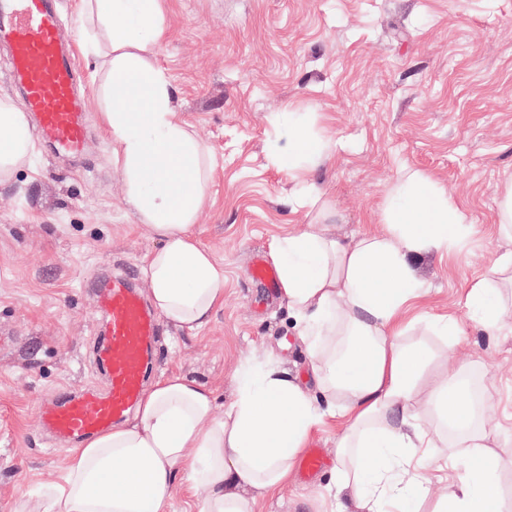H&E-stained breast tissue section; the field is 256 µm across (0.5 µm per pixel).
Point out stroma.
Wrapping results in <instances>:
<instances>
[{
	"label": "stroma",
	"instance_id": "stroma-1",
	"mask_svg": "<svg viewBox=\"0 0 512 512\" xmlns=\"http://www.w3.org/2000/svg\"><path fill=\"white\" fill-rule=\"evenodd\" d=\"M164 39L148 60L166 74L172 104L207 151V202L199 244L224 266V306L202 328L161 322L153 378L179 372L211 387L217 411L246 366L278 364L313 388L307 348L279 289L253 276L275 239L304 230L316 211L295 205L316 188L337 234L381 231L379 210L401 170L421 169L448 191L475 235L456 254L415 264L426 289L412 337L470 357L499 446L497 512H512V288H502L498 336L486 340L466 306L468 282L512 252L497 208L512 177V0H163ZM77 92L88 123L82 155L34 142L31 160L0 186V512L18 489L57 479L72 443L51 438L43 404L66 391L104 389L93 348L103 318L95 288L140 273L158 239L127 203L123 176L100 123L105 58L74 45ZM312 113L330 135L307 184L273 156L287 107ZM454 314L455 345L426 334L425 319ZM331 422L309 445L319 473L248 502L247 512H333Z\"/></svg>",
	"mask_w": 512,
	"mask_h": 512
}]
</instances>
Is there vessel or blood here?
<instances>
[{
  "mask_svg": "<svg viewBox=\"0 0 512 512\" xmlns=\"http://www.w3.org/2000/svg\"><path fill=\"white\" fill-rule=\"evenodd\" d=\"M63 41L61 16L50 0H0V42L11 48V78L23 89L19 106L32 114L44 142L77 156L88 128ZM98 308L105 336L96 359L106 372L107 388H87L46 404L42 423L53 436L79 440L125 418L151 369L160 321L129 276L112 277L101 286Z\"/></svg>",
  "mask_w": 512,
  "mask_h": 512,
  "instance_id": "obj_1",
  "label": "vessel or blood"
}]
</instances>
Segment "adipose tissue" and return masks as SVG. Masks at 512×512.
<instances>
[{"mask_svg": "<svg viewBox=\"0 0 512 512\" xmlns=\"http://www.w3.org/2000/svg\"><path fill=\"white\" fill-rule=\"evenodd\" d=\"M85 2L110 38L111 106L101 119L126 201L160 242L143 265L151 301L173 325L204 327L224 303V267L195 237L207 196L205 149L175 112L167 77L146 59L165 34L162 0ZM280 140L281 171L305 182L324 156L325 131L291 109ZM31 151L25 113L0 100V183ZM381 222V232L352 239L317 222L272 245L281 294L313 359L315 391L278 366L243 372L219 414L210 388L166 375L132 418L71 451L39 500L19 491L14 512H166L180 472L201 494L202 512H245L248 494L287 485L313 431L336 417L343 465L336 512H487L499 499L496 454L467 379L473 363L452 354L440 362L402 341L413 325L408 313L425 294L417 255L454 251L470 225L447 190L419 170L398 175ZM505 280L512 282V254L467 287L466 304L490 337ZM423 448L453 449L449 497L413 489L410 467Z\"/></svg>", "mask_w": 512, "mask_h": 512, "instance_id": "1", "label": "adipose tissue"}]
</instances>
